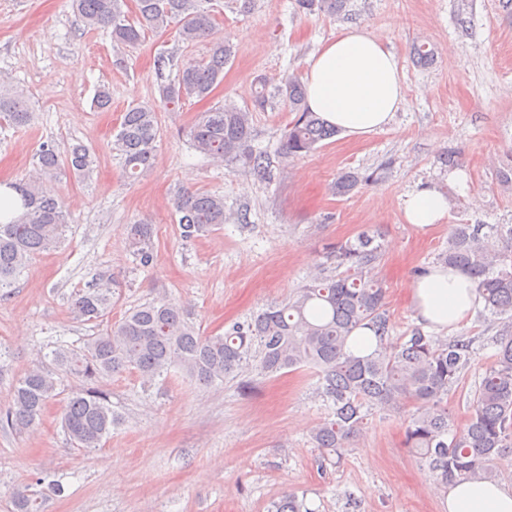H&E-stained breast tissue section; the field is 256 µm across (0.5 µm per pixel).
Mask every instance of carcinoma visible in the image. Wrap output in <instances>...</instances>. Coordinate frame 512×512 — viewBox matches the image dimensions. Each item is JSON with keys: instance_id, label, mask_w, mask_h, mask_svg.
<instances>
[{"instance_id": "1", "label": "carcinoma", "mask_w": 512, "mask_h": 512, "mask_svg": "<svg viewBox=\"0 0 512 512\" xmlns=\"http://www.w3.org/2000/svg\"><path fill=\"white\" fill-rule=\"evenodd\" d=\"M136 20L128 19L126 0H73L90 30H111L120 47L138 45L144 31H175L177 43L190 47L210 42L202 62L180 63L173 54L155 59L159 78L177 69L174 78L159 86L160 103L175 110L186 102L211 97L224 81V67L233 47L215 35L212 0H134ZM309 13L334 15L347 0H296ZM257 106L268 95L280 99L295 118L280 144L284 160L306 155L337 134L306 104V85L288 74L272 85L265 78ZM272 90H267V87ZM33 112L24 91L0 78V119L13 126L31 122ZM252 110L231 98L196 115L185 130L192 148L212 162L266 175L269 158L252 146ZM161 127L155 106L132 104L123 112L113 134L112 155L127 179L138 181L153 168ZM97 164L95 150L78 141L66 151L52 141L40 145L34 169L27 176L3 183L19 199V209L0 219V291L14 286L35 255L57 247L68 224L60 197L46 194L47 179L70 174L88 179ZM386 169L362 176L341 172L332 194L345 197L363 182L385 178ZM179 237L192 242L226 221L224 197L178 188L172 199ZM136 262L149 267L154 259L153 227L143 220L129 225ZM382 253L380 235L364 228L326 252L334 273H319L287 302L266 307L249 319L232 323L222 334L200 332L180 304L163 297L112 321V296L117 287L112 273L100 270L85 281L71 301L73 316L104 324V331L79 349L59 344L52 350L55 369L35 366L14 388L13 404L0 411V426L22 432L33 426L60 395L61 375L80 379L82 388L68 398L61 424L70 445L78 450L100 446L112 435L120 418L112 411L102 382L116 373L134 371L145 382L175 368L198 385L236 378L256 371L264 377L308 368L318 377L316 395L327 416L311 430L314 447L341 460L352 442L377 413H404V447L411 449L437 484L457 479L497 480L502 464L512 457V225L456 224L448 249L438 260L469 275L483 297L478 317L502 330L496 352L484 367L462 424L448 413V392L471 366L473 339H448L413 328L393 335L394 323L386 303V289L377 275ZM370 330L376 348L357 356L350 347L353 332ZM38 494H15L17 512H38ZM269 512H308L303 501L287 493Z\"/></svg>"}]
</instances>
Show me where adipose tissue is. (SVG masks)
<instances>
[{"label":"adipose tissue","instance_id":"adipose-tissue-1","mask_svg":"<svg viewBox=\"0 0 512 512\" xmlns=\"http://www.w3.org/2000/svg\"><path fill=\"white\" fill-rule=\"evenodd\" d=\"M307 103L329 124L361 138L384 129L404 99L394 54L364 28L346 27L311 57ZM448 201L423 187L406 195L403 218L421 230L443 223ZM409 300L426 328L456 327L482 307L474 281L459 269L428 267L411 283ZM444 512H512V486L459 480L441 492Z\"/></svg>","mask_w":512,"mask_h":512}]
</instances>
